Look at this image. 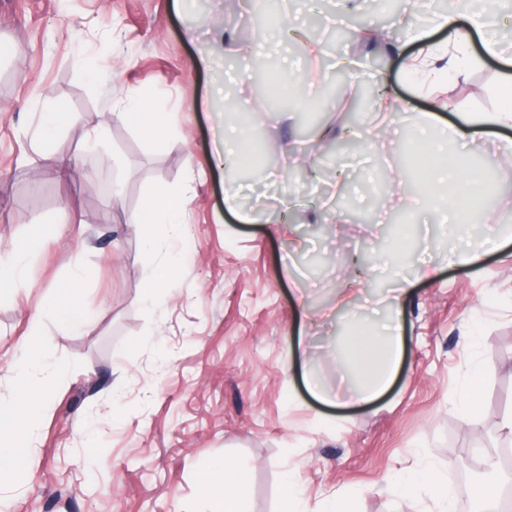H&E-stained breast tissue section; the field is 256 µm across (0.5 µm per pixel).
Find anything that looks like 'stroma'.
<instances>
[{"label":"stroma","instance_id":"obj_1","mask_svg":"<svg viewBox=\"0 0 512 512\" xmlns=\"http://www.w3.org/2000/svg\"><path fill=\"white\" fill-rule=\"evenodd\" d=\"M282 7L298 26L317 16L325 31L349 29L326 49L322 82L351 57L353 85L385 81L406 107L384 136L362 131L340 183L298 184L321 202L298 207L285 235L273 228L283 222L301 144L289 110L257 115L278 148L281 179L251 181L242 201L251 222L224 210L225 188L238 183L226 180L214 148L254 93L252 65L224 33L261 44L292 78L304 76L306 53L225 20V0H0V47L14 50L0 57V254L26 257L22 283L0 286V405L20 414L43 406L27 473L0 486V512H208L202 474L227 460L243 476L244 512H328L335 496L358 512H437L426 466L456 490L462 469L482 466L501 444L512 415V241L477 268L448 256L512 219V162L499 163L502 178L486 185L499 210L458 239L448 207L426 201L424 176L407 166L405 127L423 119L429 101L405 80L400 59L356 37L380 26L402 38L408 0L389 17L374 14L370 0L343 17L337 0ZM203 52L209 66L192 68ZM496 70L488 62L448 89L470 110L490 108ZM34 94L73 115L50 149L33 137L40 116L26 101ZM130 97L169 113L172 137L157 142L139 125L113 121L111 107ZM91 122L108 131L94 151L85 145ZM63 155L97 180L58 175ZM383 168L397 176L383 211L366 224L325 223L337 195L370 208ZM109 180L120 185L117 198L103 187ZM166 189L188 199L189 232L173 245L164 226L131 221ZM423 254L437 265L435 278L419 277ZM170 260L178 274L148 305L152 269ZM404 278L413 286L401 307L350 309L355 322L402 328L388 388L358 406L315 402L302 371L332 397L346 381L340 330L326 315L338 293L358 283L389 296ZM62 309L79 311L84 325L59 329ZM466 331L479 334L476 347L461 344ZM31 344L63 368L44 393L29 387L38 374ZM480 361L493 371L467 420L465 381ZM291 476L297 502L283 493Z\"/></svg>","mask_w":512,"mask_h":512}]
</instances>
